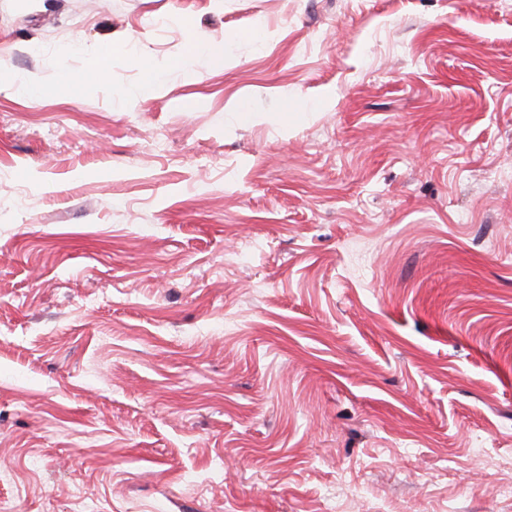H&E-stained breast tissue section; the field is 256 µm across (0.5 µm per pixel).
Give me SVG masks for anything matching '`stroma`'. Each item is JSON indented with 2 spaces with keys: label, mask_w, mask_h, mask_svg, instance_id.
<instances>
[{
  "label": "stroma",
  "mask_w": 512,
  "mask_h": 512,
  "mask_svg": "<svg viewBox=\"0 0 512 512\" xmlns=\"http://www.w3.org/2000/svg\"><path fill=\"white\" fill-rule=\"evenodd\" d=\"M0 67L15 512H512V0H0Z\"/></svg>",
  "instance_id": "stroma-1"
}]
</instances>
